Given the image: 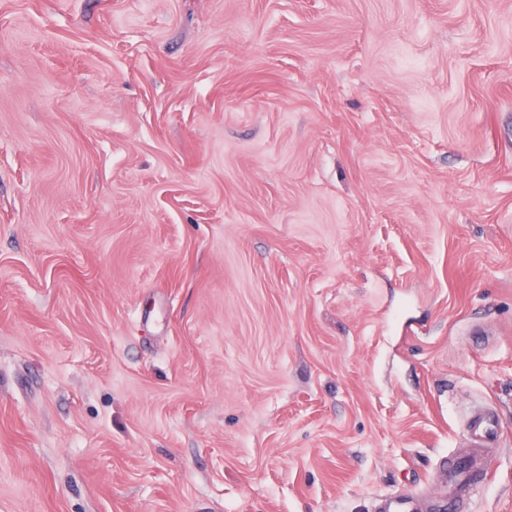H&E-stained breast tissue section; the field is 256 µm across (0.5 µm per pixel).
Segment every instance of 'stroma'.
<instances>
[{"label": "stroma", "instance_id": "1", "mask_svg": "<svg viewBox=\"0 0 512 512\" xmlns=\"http://www.w3.org/2000/svg\"><path fill=\"white\" fill-rule=\"evenodd\" d=\"M512 512V0H0V512ZM498 427L496 416L482 412L477 413L469 425V444L466 452L473 461L474 469L480 473L481 482L485 475L487 450L498 447ZM445 483H447V493H445V502L439 510L448 509V512H454L456 507L464 502L472 499V493L475 489V484L469 483L467 477L455 476L448 464L445 465Z\"/></svg>", "mask_w": 512, "mask_h": 512}]
</instances>
